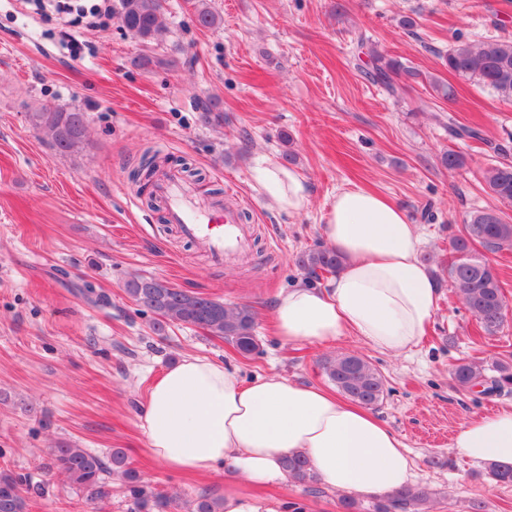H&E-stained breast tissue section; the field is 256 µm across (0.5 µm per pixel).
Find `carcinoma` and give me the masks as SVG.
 Segmentation results:
<instances>
[{"mask_svg": "<svg viewBox=\"0 0 512 512\" xmlns=\"http://www.w3.org/2000/svg\"><path fill=\"white\" fill-rule=\"evenodd\" d=\"M195 17L203 27L218 24V16L207 0H196ZM165 0H120L118 18L122 27L133 37L148 44L163 28ZM448 72L463 80H472L494 92L504 101L512 102V41H459L442 55ZM420 73L401 61L375 52L372 54L370 78L383 85L389 94L399 95V78L415 80ZM31 127L42 134L60 152H72L83 143L87 116L78 110L45 108L28 113ZM450 171L468 167V157L450 150L442 157ZM156 157H150L132 173L135 182L153 181L157 173ZM489 191L502 203L512 204V162L499 161L483 172ZM452 252L448 261V284L474 315L480 330L494 336L502 329L507 316V304L502 291L499 271L489 255L512 249V223L499 211L475 214L462 229L449 237ZM482 251H477L475 246ZM297 265L309 278L321 272L335 273L343 265V257L325 245L303 251ZM126 293L138 306L158 316L154 330L161 332L171 323L192 325L231 344L239 353L255 352L256 313L248 305H229L221 300L189 293L155 277L138 276L126 282ZM328 381L346 398L372 408L384 399L386 384L383 376L364 357L340 353L321 362ZM457 387L471 390L491 384L501 391L512 387V363L500 359L485 366L474 360H463L452 370ZM292 481L314 490L316 473L305 460L291 457L285 460ZM48 468L64 478L67 484L85 495L91 505L97 504L108 491L107 477L118 474L124 490L141 512H169L172 501L143 482L127 462L126 452L112 449L109 459L79 448L61 444L53 449ZM495 484L512 486V465L488 466ZM422 489L404 487L381 495L373 512H419L426 503ZM28 497L25 481L9 471H0V512H27ZM188 512H224L223 500L201 493L187 504Z\"/></svg>", "mask_w": 512, "mask_h": 512, "instance_id": "obj_1", "label": "carcinoma"}]
</instances>
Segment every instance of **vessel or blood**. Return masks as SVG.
I'll use <instances>...</instances> for the list:
<instances>
[{"label": "vessel or blood", "mask_w": 512, "mask_h": 512, "mask_svg": "<svg viewBox=\"0 0 512 512\" xmlns=\"http://www.w3.org/2000/svg\"><path fill=\"white\" fill-rule=\"evenodd\" d=\"M156 190L166 203L168 223L174 224L182 236L201 243L215 259H223L244 247L237 209L201 203L174 170L159 179Z\"/></svg>", "instance_id": "1"}]
</instances>
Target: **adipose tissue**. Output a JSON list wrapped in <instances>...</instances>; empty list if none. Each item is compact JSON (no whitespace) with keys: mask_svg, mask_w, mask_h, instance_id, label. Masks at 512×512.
I'll return each instance as SVG.
<instances>
[{"mask_svg":"<svg viewBox=\"0 0 512 512\" xmlns=\"http://www.w3.org/2000/svg\"><path fill=\"white\" fill-rule=\"evenodd\" d=\"M268 206L304 213V176L267 161L254 174ZM321 235L344 257L325 285L296 283L276 298L274 332L283 344L356 339L406 355L419 345L437 307L438 289L420 259L417 225L387 198L337 193ZM139 428L146 453L166 471L235 473L224 484V512H269L250 487L288 485L286 456L305 455L329 488L386 493L413 478L398 437L371 413L319 385L271 375L246 384L225 364L184 356L152 384ZM456 452L476 463L512 464V405L459 425Z\"/></svg>","mask_w":512,"mask_h":512,"instance_id":"obj_1","label":"adipose tissue"}]
</instances>
